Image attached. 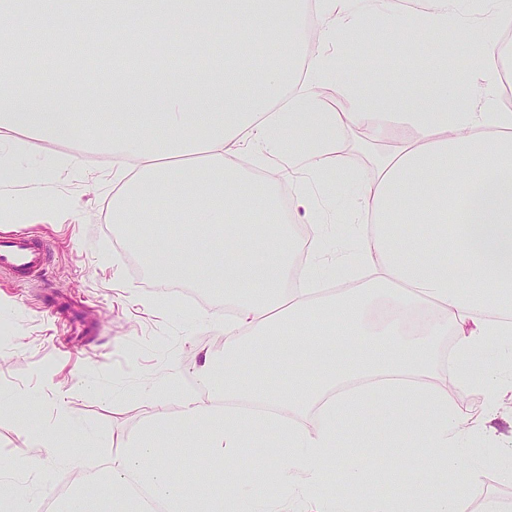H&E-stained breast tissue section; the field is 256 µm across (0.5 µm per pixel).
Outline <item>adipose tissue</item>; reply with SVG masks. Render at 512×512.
Returning <instances> with one entry per match:
<instances>
[{"label":"adipose tissue","instance_id":"1","mask_svg":"<svg viewBox=\"0 0 512 512\" xmlns=\"http://www.w3.org/2000/svg\"><path fill=\"white\" fill-rule=\"evenodd\" d=\"M463 0H381L384 40L425 52L417 78L403 90H382L369 71L351 87L355 105L328 112L316 102L315 86L336 73V57L350 37L367 31L366 20L346 0H315L302 19L296 0H0V60L18 58L19 44L43 41L57 26L93 46L124 45L133 31H175L207 58L181 84L155 72L149 83L129 82L124 67L113 70L112 94L91 98L79 82L62 83L59 68L45 69L40 83L24 88L0 71V170L11 171L28 141L17 131L66 142L77 119L69 100L82 98L97 122L106 124L116 171L112 221L148 222L155 198H165L180 238L155 232L142 247L150 274L163 282L198 288L219 279L232 311L224 321V352L204 354L200 383L234 399L259 405L251 413L185 404L175 415L157 416L126 451L105 468L110 499L77 487L61 512H130L131 483L148 488L165 512H248L239 494L234 462L249 435H265L276 450L271 462L280 488L303 495L323 512H392L394 499L370 494L364 470L341 466L339 487L324 483L339 438L351 416L381 422L394 431L392 447L405 451L414 437L429 450L415 476L410 512H464L465 491L442 483L456 470L461 440L485 434L506 394L512 393V362L481 369L493 339L512 341V112L499 99L460 100L461 90L498 84L497 49L503 19L498 0H482L467 12ZM312 22L321 49L308 56L302 77L285 67L245 68L239 56L257 41L271 40L292 56ZM232 25L234 53L212 51L223 25ZM478 27L479 37L469 34ZM471 61L468 80L448 78V63ZM255 92L250 101L242 88ZM288 103H271L281 88ZM379 136L389 128L406 139L378 157L370 182L356 184L340 171L343 191L353 194L344 215L351 242L337 241L329 265L345 273L348 286L318 295L321 264L314 255L296 262L293 225L329 223L317 198L329 193L325 163L342 153L346 130ZM263 141L272 155H286L289 173L303 186L280 209L274 178L258 180L239 165L231 144ZM265 225L255 229L254 220ZM423 224L426 234L402 233ZM237 250L239 262L225 260ZM261 356L288 367V380L266 379L242 387L237 366ZM464 391L479 384L489 395L481 412L460 411L448 397L446 379ZM317 408L320 425L308 431L287 411ZM201 433L210 460L224 464L215 476L230 499L176 476L167 451L184 447L185 433Z\"/></svg>","mask_w":512,"mask_h":512}]
</instances>
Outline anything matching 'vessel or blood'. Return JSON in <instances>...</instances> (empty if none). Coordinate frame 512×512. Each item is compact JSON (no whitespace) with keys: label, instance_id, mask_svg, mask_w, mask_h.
<instances>
[{"label":"vessel or blood","instance_id":"b4317fda","mask_svg":"<svg viewBox=\"0 0 512 512\" xmlns=\"http://www.w3.org/2000/svg\"><path fill=\"white\" fill-rule=\"evenodd\" d=\"M50 250L46 241L0 232V274L18 282L43 276Z\"/></svg>","mask_w":512,"mask_h":512}]
</instances>
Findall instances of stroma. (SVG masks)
<instances>
[{"instance_id": "1", "label": "stroma", "mask_w": 512, "mask_h": 512, "mask_svg": "<svg viewBox=\"0 0 512 512\" xmlns=\"http://www.w3.org/2000/svg\"><path fill=\"white\" fill-rule=\"evenodd\" d=\"M138 44L163 66L179 62L182 70L199 66L198 56L165 31L139 35ZM402 64L381 58L366 61L362 51L347 47L338 79L322 82L316 99L328 111L353 105L349 86L365 81L375 65L391 82L409 81L418 61L398 51ZM105 130L84 119L76 137L60 145L44 142L34 156L11 173L12 192L31 193L43 204L55 197L69 201L51 224L7 223V230L48 241L53 247L44 277L14 283L0 276V463L25 456L24 471L5 477L0 491L27 490L32 503L55 500L57 486L73 474L66 458L75 441L65 440L55 459L45 460L31 448L36 429L58 415L57 391H65L75 416L93 432L96 456L86 459L98 471L102 459L120 451L162 412H178L184 403L215 402L201 393L192 367L199 353L224 350L223 289L207 288V301H185L178 289L157 283L149 272H137L141 253L131 241L143 238V227L117 229L112 222V169L105 152ZM343 156L359 181H368L376 158L399 140L385 132L373 140L359 130L346 131ZM81 157L79 174L53 176L40 161L55 152ZM496 438L466 437L467 454L450 485L468 483L466 512H485L488 500L512 512V484L504 482L505 448L512 444V414L494 423ZM387 427L353 419L349 436L340 439L341 461L373 473V485L401 487L427 454L415 438L398 458L383 453L390 443ZM476 481H469L471 470Z\"/></svg>"}]
</instances>
